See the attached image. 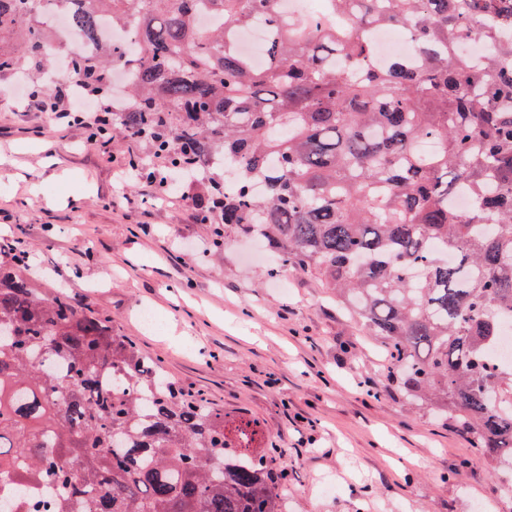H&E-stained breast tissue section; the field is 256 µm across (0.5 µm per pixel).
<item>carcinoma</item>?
I'll use <instances>...</instances> for the list:
<instances>
[{"mask_svg":"<svg viewBox=\"0 0 512 512\" xmlns=\"http://www.w3.org/2000/svg\"><path fill=\"white\" fill-rule=\"evenodd\" d=\"M281 2L0 0V36L19 41L0 76L47 53L36 6L90 42L103 21L128 29L70 60L78 87L103 96L129 73L122 131L172 166H223L224 230L316 274L408 391L512 469V367L487 360L512 323V0H325L297 19ZM257 24L260 68L231 45ZM380 25L411 31L420 62L358 74ZM471 37L493 47L478 68L457 51ZM15 251L0 240V512H285L287 472L254 454L251 421H224L72 296H38Z\"/></svg>","mask_w":512,"mask_h":512,"instance_id":"1","label":"carcinoma"}]
</instances>
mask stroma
<instances>
[{"label":"stroma","mask_w":512,"mask_h":512,"mask_svg":"<svg viewBox=\"0 0 512 512\" xmlns=\"http://www.w3.org/2000/svg\"><path fill=\"white\" fill-rule=\"evenodd\" d=\"M0 79V237L30 254L44 295L112 321L182 388L259 422L280 449L288 512H512V479L406 392L381 341L317 277L280 269L254 239L197 223L164 191L122 177L145 142L28 112ZM160 323L146 327L143 307Z\"/></svg>","instance_id":"stroma-1"}]
</instances>
